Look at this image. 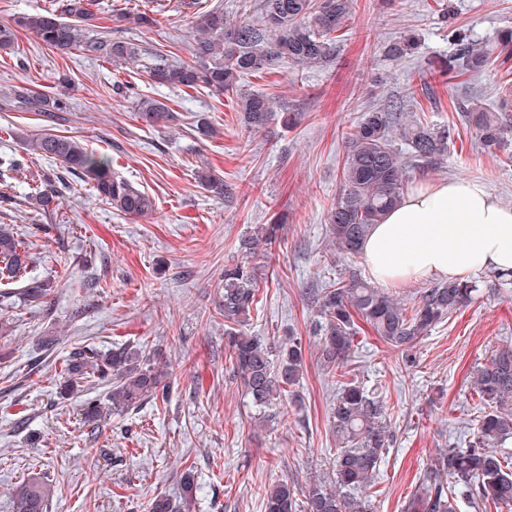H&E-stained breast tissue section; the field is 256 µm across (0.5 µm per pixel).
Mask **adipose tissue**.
Returning a JSON list of instances; mask_svg holds the SVG:
<instances>
[{
  "label": "adipose tissue",
  "instance_id": "adipose-tissue-1",
  "mask_svg": "<svg viewBox=\"0 0 512 512\" xmlns=\"http://www.w3.org/2000/svg\"><path fill=\"white\" fill-rule=\"evenodd\" d=\"M383 284L466 279L512 270V206L484 185L459 180L422 185L374 225L362 246Z\"/></svg>",
  "mask_w": 512,
  "mask_h": 512
}]
</instances>
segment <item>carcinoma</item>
I'll list each match as a JSON object with an SVG mask.
<instances>
[{
    "mask_svg": "<svg viewBox=\"0 0 512 512\" xmlns=\"http://www.w3.org/2000/svg\"><path fill=\"white\" fill-rule=\"evenodd\" d=\"M96 0H58L57 9L22 16L16 27L0 25V50H10L16 29L29 32L54 53L74 51L103 57L116 68L141 59L142 48L132 42L112 41L88 35ZM355 0H261L257 23H224V11L203 12L192 21L190 59L176 60L156 53L143 64L147 79L172 89L203 90L217 95L234 93L240 79L271 70L287 60L297 66L322 65L334 55L332 35L341 31L351 15ZM409 35L392 43L387 54L404 57L415 50ZM457 73L484 71L496 52L478 47L458 34L454 39ZM237 107L252 129L264 126L275 106L274 97L263 93L237 95ZM25 108L54 116L70 111L66 99L48 96L34 88L17 86L4 95L0 109ZM138 112L151 124L165 120L170 107L165 101L143 96ZM464 124L472 128L481 144L505 149L512 139V102L505 97L495 109L471 99L461 111ZM455 126L430 125L394 102H384L363 113L354 131L346 136L340 191L328 212L330 243L347 256L361 255L362 244L372 227L382 221L408 189L410 174L433 170L448 154ZM401 142L404 150L395 146ZM28 150L60 164L65 174L92 185L101 200L131 217H144L154 209L153 198L126 179L112 173L109 161L86 148L77 139L52 133L32 136ZM20 154L0 156V184L7 187L12 173L25 168ZM201 186L222 197L224 179L211 171L199 172ZM61 176H42L32 199L37 208L51 214L59 207ZM278 225L262 224L238 244L240 259L224 266V334L234 379L254 403L267 407L299 382L303 353L294 339L274 348L262 336H248L241 327L249 322L258 303L261 280L254 258L276 240ZM30 253L8 224H0V280L20 285L30 301L49 295L50 279L26 277ZM479 290L475 281L436 282L421 291L408 305L390 292L373 285L357 272H346L313 291L319 307L316 323L317 358L328 371L341 369L348 361L356 334L354 317L371 327L391 348L406 351L439 323L466 304ZM64 391L82 387L92 378L107 387V400L117 411L138 408L147 399L166 400L171 381L164 367L140 359L128 347L100 353L93 348L74 353L67 360ZM472 389L479 398L473 422V437L465 448H446L434 466L425 470L420 492L405 512H459V503L472 509L492 503L499 512H512V456L495 445L512 439V345L492 356L473 376ZM384 400L360 384H339L332 412L333 427L340 447L336 449L334 484L314 483L299 503L296 486L277 480L265 490L266 512H373L370 490L390 445ZM182 499L175 502L159 496L148 512H182L196 492L192 470L181 473ZM49 480L21 483L13 498L14 512H45L50 494Z\"/></svg>",
    "mask_w": 512,
    "mask_h": 512,
    "instance_id": "1",
    "label": "carcinoma"
}]
</instances>
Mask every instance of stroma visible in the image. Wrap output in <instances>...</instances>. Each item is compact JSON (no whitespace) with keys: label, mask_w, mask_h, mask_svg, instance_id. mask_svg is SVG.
Wrapping results in <instances>:
<instances>
[{"label":"stroma","mask_w":512,"mask_h":512,"mask_svg":"<svg viewBox=\"0 0 512 512\" xmlns=\"http://www.w3.org/2000/svg\"><path fill=\"white\" fill-rule=\"evenodd\" d=\"M241 5L99 0L93 34L186 60L192 14L219 7L227 20H257V9ZM138 12L154 25L123 21ZM505 29H512V0H356L332 62L304 69L284 63L245 78L242 92L270 94L279 110L301 115L295 128L274 116L253 132L241 123L235 96L160 87L138 67L59 55L18 32L14 50L0 51V94L33 86L66 98L72 110L56 121L41 112L0 111V155L22 153L36 133L73 137L110 157L113 172L147 192L154 210L128 218L73 179L57 216L46 215L35 208L30 185L60 168L40 158L15 174L0 198V220L31 247L32 276L59 279L41 303L28 302L15 285L0 298V512H13L21 481L44 476L52 482L48 512H147L156 496L179 497V475L189 466L199 483L189 512H264L263 491L273 480L301 488L333 481L337 380L316 355L318 309L309 291L345 270L372 276L364 257L337 254L326 232L345 136L363 112L389 99L438 125L457 121V104L470 98L498 102L504 68L457 75L453 37L493 46ZM408 33L420 40L417 52L388 57L386 46ZM143 95L167 101V126L140 119ZM201 116L213 128L206 139L195 131ZM201 166L223 178L227 195L201 187ZM448 179L481 182L512 205V163L502 151L484 149L467 127L443 163L413 182ZM56 218L62 230L45 242L40 227ZM274 222L280 230L271 251L255 259L271 277L246 331L275 344L297 338L304 367L293 396L262 409L229 374L217 283L237 258V240ZM60 255L67 266L57 263ZM45 336L57 337V345L46 348ZM510 344L511 283L480 287L405 355L358 324L348 368L366 390L384 394L393 434L374 512H402L439 452L465 447L463 432L475 414L471 373ZM88 346L129 347L166 361L167 401L107 412L89 431L81 409L104 399V389L92 384L66 400L56 395L64 359Z\"/></svg>","instance_id":"35a3bbf8"}]
</instances>
